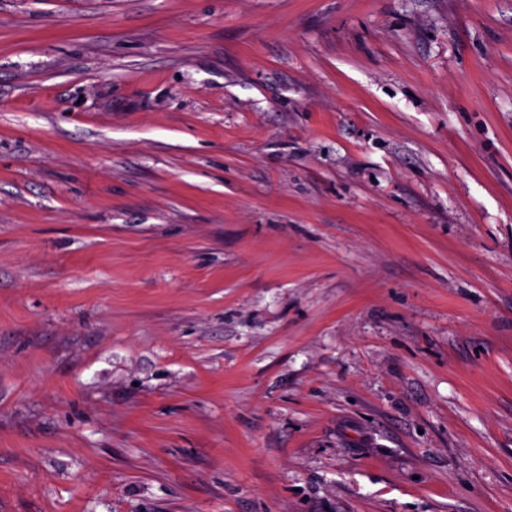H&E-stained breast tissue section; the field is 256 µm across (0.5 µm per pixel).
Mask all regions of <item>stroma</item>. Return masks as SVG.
Masks as SVG:
<instances>
[{
	"label": "stroma",
	"instance_id": "obj_1",
	"mask_svg": "<svg viewBox=\"0 0 512 512\" xmlns=\"http://www.w3.org/2000/svg\"><path fill=\"white\" fill-rule=\"evenodd\" d=\"M0 512H512V0H0Z\"/></svg>",
	"mask_w": 512,
	"mask_h": 512
}]
</instances>
